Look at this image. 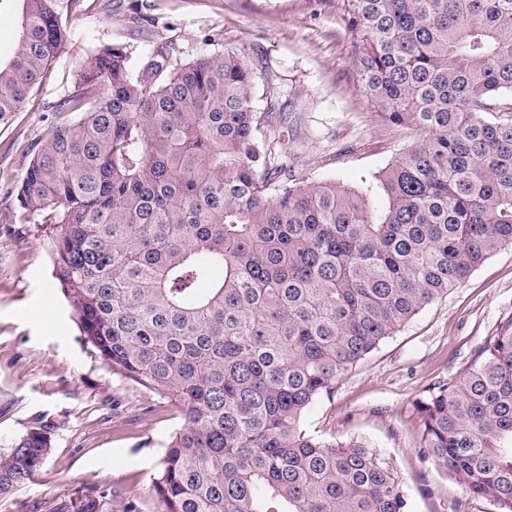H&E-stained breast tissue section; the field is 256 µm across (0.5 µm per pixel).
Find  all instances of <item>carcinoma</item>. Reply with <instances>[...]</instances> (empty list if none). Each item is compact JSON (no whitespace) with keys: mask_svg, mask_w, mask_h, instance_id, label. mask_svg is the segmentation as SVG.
<instances>
[{"mask_svg":"<svg viewBox=\"0 0 512 512\" xmlns=\"http://www.w3.org/2000/svg\"><path fill=\"white\" fill-rule=\"evenodd\" d=\"M0 120L25 111L88 0H18ZM356 90L407 148L375 181L308 185L279 158L226 49L138 70L96 48L14 186L48 226L86 348L177 403L161 512H409L391 462L306 433V409L426 305L512 246V0H342ZM427 455L512 512V317L416 402ZM52 447L0 451V499Z\"/></svg>","mask_w":512,"mask_h":512,"instance_id":"cac0c4a2","label":"carcinoma"}]
</instances>
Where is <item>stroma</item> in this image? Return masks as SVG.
Returning <instances> with one entry per match:
<instances>
[{
	"mask_svg": "<svg viewBox=\"0 0 512 512\" xmlns=\"http://www.w3.org/2000/svg\"><path fill=\"white\" fill-rule=\"evenodd\" d=\"M74 47L54 63L25 111L0 122V449L31 427L53 448L0 512H159L151 489L163 444L181 422L175 404L113 374L80 341L56 288L41 225L18 220L13 188L36 145L63 121V75L95 47L122 45L138 67L148 43L186 63L227 48L256 71L253 107H276L267 135L309 184L355 185L407 145L353 85L352 39L335 0H95L73 18ZM512 317V247L426 306L314 403L311 434L359 438L388 458L412 512H497L463 479L422 455L414 409L438 381L463 375L487 336Z\"/></svg>",
	"mask_w": 512,
	"mask_h": 512,
	"instance_id": "obj_1",
	"label": "stroma"
}]
</instances>
